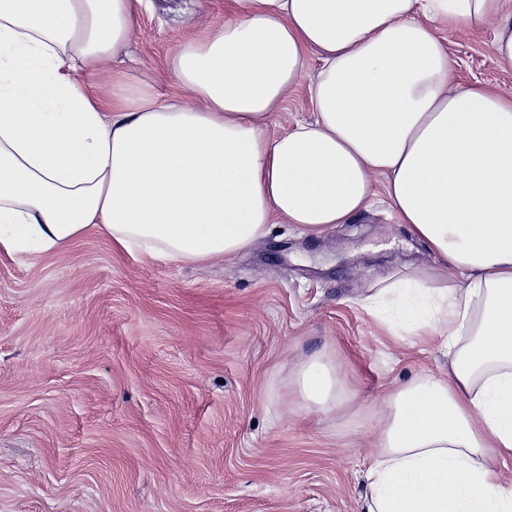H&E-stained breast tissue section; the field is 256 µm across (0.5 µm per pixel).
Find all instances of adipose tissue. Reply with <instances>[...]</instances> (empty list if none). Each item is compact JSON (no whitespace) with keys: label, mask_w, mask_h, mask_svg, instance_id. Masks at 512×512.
I'll use <instances>...</instances> for the list:
<instances>
[{"label":"adipose tissue","mask_w":512,"mask_h":512,"mask_svg":"<svg viewBox=\"0 0 512 512\" xmlns=\"http://www.w3.org/2000/svg\"><path fill=\"white\" fill-rule=\"evenodd\" d=\"M141 0H0V250H66L90 232L150 260L230 259L290 224L318 237L383 190L439 270L369 298L399 330L441 337L447 375L393 389L361 512H512V97L456 84L437 25L491 30L512 69L507 0H227L223 24L174 50L191 107L150 86L81 87L127 45ZM316 114L272 137L303 77ZM384 177L376 186L375 177ZM305 416L335 410L341 372L316 354L291 382Z\"/></svg>","instance_id":"obj_1"}]
</instances>
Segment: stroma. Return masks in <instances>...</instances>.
Returning <instances> with one entry per match:
<instances>
[{"mask_svg":"<svg viewBox=\"0 0 512 512\" xmlns=\"http://www.w3.org/2000/svg\"><path fill=\"white\" fill-rule=\"evenodd\" d=\"M223 20L224 0H142L110 69L189 104L166 61ZM440 35L459 85L512 96L491 33ZM312 117L303 82L268 133ZM435 265L381 194L320 237L273 224L201 267L118 253L95 232L57 254L0 251V512H360L369 414L448 371L439 338L390 335L366 298ZM322 352L344 401L306 418L288 382Z\"/></svg>","mask_w":512,"mask_h":512,"instance_id":"stroma-1","label":"stroma"}]
</instances>
